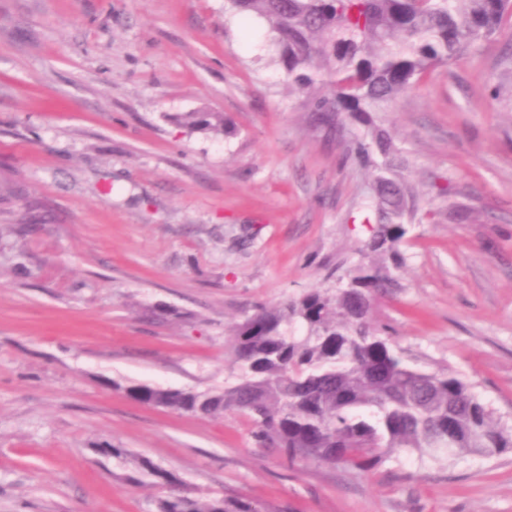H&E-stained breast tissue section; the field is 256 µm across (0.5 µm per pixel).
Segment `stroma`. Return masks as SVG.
Here are the masks:
<instances>
[{"mask_svg":"<svg viewBox=\"0 0 512 512\" xmlns=\"http://www.w3.org/2000/svg\"><path fill=\"white\" fill-rule=\"evenodd\" d=\"M273 53L227 0H0V512H151L167 490L129 482L136 456L268 512H512V450L291 466L242 414L126 395L234 385L230 328L335 287L370 236L372 175L347 157L362 127H316ZM511 53L508 27L379 114L430 211L372 313L509 428ZM200 108L230 132L170 120Z\"/></svg>","mask_w":512,"mask_h":512,"instance_id":"1","label":"stroma"}]
</instances>
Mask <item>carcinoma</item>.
<instances>
[{
	"label": "carcinoma",
	"mask_w": 512,
	"mask_h": 512,
	"mask_svg": "<svg viewBox=\"0 0 512 512\" xmlns=\"http://www.w3.org/2000/svg\"><path fill=\"white\" fill-rule=\"evenodd\" d=\"M264 18L289 85L332 132L365 128L351 154L374 168L376 227L347 282L313 290L237 324L230 336L238 383L222 390L132 386L136 401L210 417L247 415L261 448L290 462L344 465L369 472L396 450L431 460L493 457L512 448V432L473 386L453 371L405 362L372 323L375 296L404 264L398 246L423 199L396 173L406 158L376 121L435 68L446 66L512 24V0H229ZM192 131L228 132L222 112L175 117ZM304 326L298 335L293 325ZM136 473L174 487L155 512H265L239 498L192 497L147 457Z\"/></svg>",
	"instance_id": "obj_1"
}]
</instances>
